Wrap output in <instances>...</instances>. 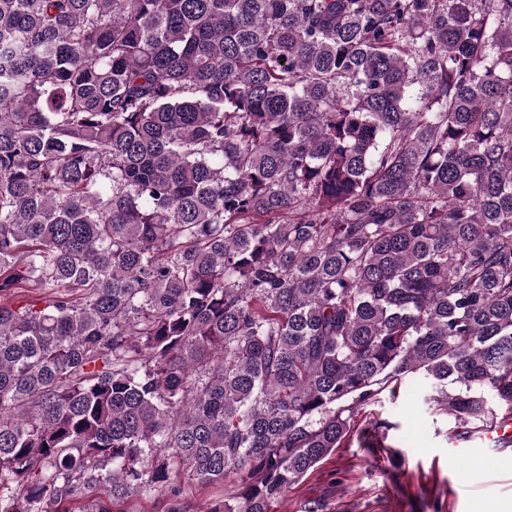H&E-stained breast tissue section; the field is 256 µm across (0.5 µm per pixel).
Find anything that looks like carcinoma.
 Here are the masks:
<instances>
[{
  "mask_svg": "<svg viewBox=\"0 0 512 512\" xmlns=\"http://www.w3.org/2000/svg\"><path fill=\"white\" fill-rule=\"evenodd\" d=\"M414 379L512 419V0H0V512H270ZM230 480L224 482L223 488L220 486H201L195 481L186 480L185 482V495L186 500L190 504L189 512H200V510H207L212 501L220 497L222 494L227 493L229 490ZM164 500L157 492H146L141 496L133 497L116 508L128 512H163Z\"/></svg>",
  "mask_w": 512,
  "mask_h": 512,
  "instance_id": "carcinoma-1",
  "label": "carcinoma"
}]
</instances>
